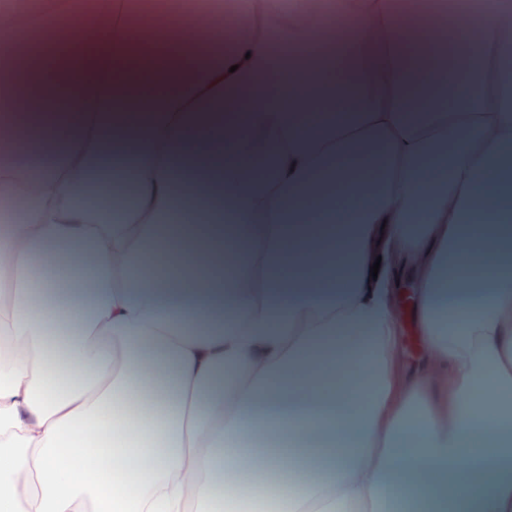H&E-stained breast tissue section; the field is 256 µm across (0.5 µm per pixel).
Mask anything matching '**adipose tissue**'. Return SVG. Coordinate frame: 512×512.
<instances>
[{"instance_id":"ef3b65f1","label":"adipose tissue","mask_w":512,"mask_h":512,"mask_svg":"<svg viewBox=\"0 0 512 512\" xmlns=\"http://www.w3.org/2000/svg\"><path fill=\"white\" fill-rule=\"evenodd\" d=\"M53 2L0 18V512H512V0L452 84L428 0H340L342 52L281 0H247L230 46ZM34 92L71 109L19 123ZM62 128L31 170L29 133ZM124 176L112 216L87 203ZM215 200L229 231L168 245ZM413 299L410 307L405 312V319L401 332V354L403 362L406 366H411L419 356L418 350L416 351L414 337L419 341V336L414 328V321L412 319Z\"/></svg>"}]
</instances>
